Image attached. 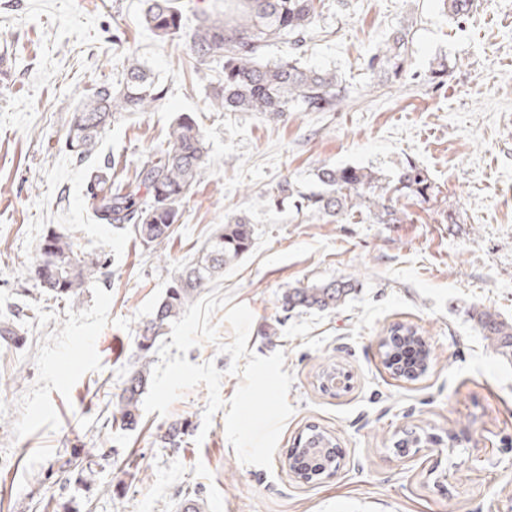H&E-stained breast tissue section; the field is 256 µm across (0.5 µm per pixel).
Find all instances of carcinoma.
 I'll use <instances>...</instances> for the list:
<instances>
[{
  "label": "carcinoma",
  "instance_id": "cac0c4a2",
  "mask_svg": "<svg viewBox=\"0 0 512 512\" xmlns=\"http://www.w3.org/2000/svg\"><path fill=\"white\" fill-rule=\"evenodd\" d=\"M323 0H224V17L202 12L189 34L188 55L194 68L213 62L223 77L211 87L212 104L226 112H259L279 119L290 112H333L348 98L346 85L333 70L304 68L297 56L316 32ZM144 26L161 40H174L183 33L182 14L175 0H146ZM280 41L286 54L276 63L265 60L266 47ZM411 25L393 30L385 45L370 56L367 68L386 78L404 77L412 64ZM166 85L145 64L127 60L117 83L104 82L72 112L65 137L66 151L78 162L87 161L101 136L124 112H146L165 99ZM209 146L197 122L179 116L170 127L163 148L151 153L136 168L134 177L117 184L106 165L92 170L94 190L91 209L101 224H130L144 246L167 239L180 218V209L191 197L206 172ZM320 190L301 193L288 179L279 181L273 196L291 198L298 210L313 218L336 221L354 209H364L379 224L401 221L396 209L399 197L408 193L425 202L432 195L427 173L408 164L392 180L380 178L365 168L325 165L318 170ZM253 228L243 216L234 217L204 244L196 258L184 265L157 304L152 319L135 337L138 366L125 382L117 413L122 425L133 429L139 422V403L150 382L151 352L164 328L180 318L196 295L234 264L253 245ZM99 254L79 249L68 236L46 233L38 247L34 279L56 299L76 303L82 288L105 275ZM356 291L350 279L297 285L283 290L286 311H333ZM472 319L494 350L512 361V322L484 309H475ZM423 348L419 361L406 368L398 364L403 346ZM385 363L400 377L415 380L427 370L429 350L421 333L396 324L383 340ZM336 459V444L316 427L301 438L289 458L291 467L321 478Z\"/></svg>",
  "mask_w": 512,
  "mask_h": 512
}]
</instances>
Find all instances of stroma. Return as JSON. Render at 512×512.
Here are the masks:
<instances>
[{
    "instance_id": "1",
    "label": "stroma",
    "mask_w": 512,
    "mask_h": 512,
    "mask_svg": "<svg viewBox=\"0 0 512 512\" xmlns=\"http://www.w3.org/2000/svg\"><path fill=\"white\" fill-rule=\"evenodd\" d=\"M145 0H0V512H512V363L488 344L473 308L512 320V0H475L464 20L443 0H325L303 65L332 69L348 89L336 112L270 119L224 112L209 99L219 66L194 73L184 40L164 42L141 22ZM415 32V75L392 82L362 59L394 28ZM136 55L168 88L159 107L123 114L94 163L131 178L172 121L191 115L209 164L171 237L142 247L130 229L98 223L86 167L63 143L74 108L101 82L120 79ZM446 64L443 83L429 81ZM434 187L429 202L400 197V224L355 212L310 220L291 202L262 203L281 179L317 189L326 164L379 178L407 163ZM254 245L222 292L253 313L249 350L285 355L292 374L271 469L242 464L217 411L203 429L205 386L167 415L141 414L135 430L112 418L137 358L134 338L172 278L233 215ZM108 258L105 279L77 304L48 296L32 273L48 230ZM348 278L358 288L332 312L285 311L281 292ZM217 341L190 362H214L222 400L241 383L219 344L233 331L223 311ZM397 322L422 331L427 373L392 375L380 340ZM341 367L348 390L323 389ZM185 428L176 442L170 426ZM334 438L337 473L297 481L287 458L307 428ZM439 443L399 448L410 430ZM90 460L91 479L78 464Z\"/></svg>"
}]
</instances>
